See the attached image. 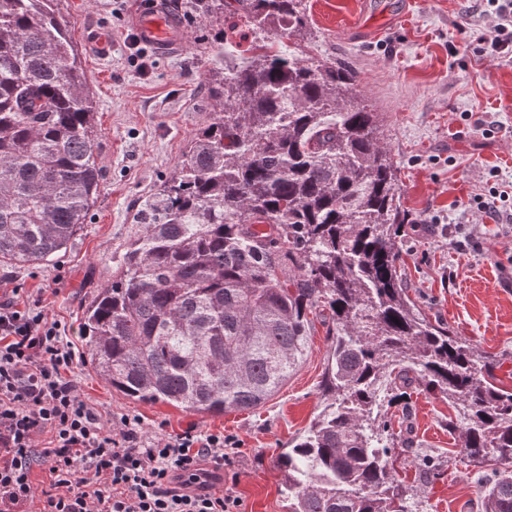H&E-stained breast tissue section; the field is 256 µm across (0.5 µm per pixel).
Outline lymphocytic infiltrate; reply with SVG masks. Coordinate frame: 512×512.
<instances>
[{"instance_id":"lymphocytic-infiltrate-1","label":"lymphocytic infiltrate","mask_w":512,"mask_h":512,"mask_svg":"<svg viewBox=\"0 0 512 512\" xmlns=\"http://www.w3.org/2000/svg\"><path fill=\"white\" fill-rule=\"evenodd\" d=\"M80 357L39 307L0 300V512H240L213 491L235 438L194 428L148 442L88 404L67 374ZM49 473L34 485V469Z\"/></svg>"}]
</instances>
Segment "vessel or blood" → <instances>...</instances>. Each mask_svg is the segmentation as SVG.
I'll return each mask as SVG.
<instances>
[{"instance_id":"obj_1","label":"vessel or blood","mask_w":512,"mask_h":512,"mask_svg":"<svg viewBox=\"0 0 512 512\" xmlns=\"http://www.w3.org/2000/svg\"><path fill=\"white\" fill-rule=\"evenodd\" d=\"M131 26L138 41L157 55L171 56L185 47L186 27L169 0H145L142 9L134 13Z\"/></svg>"}]
</instances>
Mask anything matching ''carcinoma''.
<instances>
[{
  "label": "carcinoma",
  "instance_id": "obj_1",
  "mask_svg": "<svg viewBox=\"0 0 512 512\" xmlns=\"http://www.w3.org/2000/svg\"><path fill=\"white\" fill-rule=\"evenodd\" d=\"M55 0H0V264L75 240L99 193L97 131ZM213 121L137 217L112 284L83 313V356L113 389L199 414L253 409L302 359L315 320L330 344L327 404L278 458L290 512H412L396 436L380 420L415 384L454 406L467 457L499 465L481 512H512V389L494 359L432 322L401 267L399 164L357 73L302 38L304 0H191ZM254 34L240 65L224 14Z\"/></svg>",
  "mask_w": 512,
  "mask_h": 512
}]
</instances>
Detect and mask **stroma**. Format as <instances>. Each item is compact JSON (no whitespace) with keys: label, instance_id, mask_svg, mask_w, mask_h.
Returning a JSON list of instances; mask_svg holds the SVG:
<instances>
[{"label":"stroma","instance_id":"obj_1","mask_svg":"<svg viewBox=\"0 0 512 512\" xmlns=\"http://www.w3.org/2000/svg\"><path fill=\"white\" fill-rule=\"evenodd\" d=\"M136 0H59L61 19L78 52L98 130V198L74 244L36 266H0V296L19 303L41 298L76 347L82 317L98 290L112 281V259L135 231L145 198L174 169L189 139L213 117L203 53L209 24L172 0L187 25L183 52L147 53V69L131 59L129 24ZM311 33L302 44L316 59H338L358 74V89L384 117L385 136L400 162L405 277L411 296L433 319L497 357L495 375L512 389V198L490 217L468 203L491 186L512 189V57L477 51L494 37V21L477 0H306ZM108 51L91 47L99 31ZM328 350L317 327L287 383L254 411L203 415L166 403L132 400L112 389L85 360L72 377L86 401L120 420L139 419L158 440L195 428L234 436L224 468V493L242 512H289L288 487L277 459L324 406L319 385ZM408 406L381 413L399 423L411 414L397 477L417 490L419 512H479L481 476L491 464L469 463L448 427L447 399L416 387ZM427 456L434 474L409 465Z\"/></svg>","mask_w":512,"mask_h":512}]
</instances>
